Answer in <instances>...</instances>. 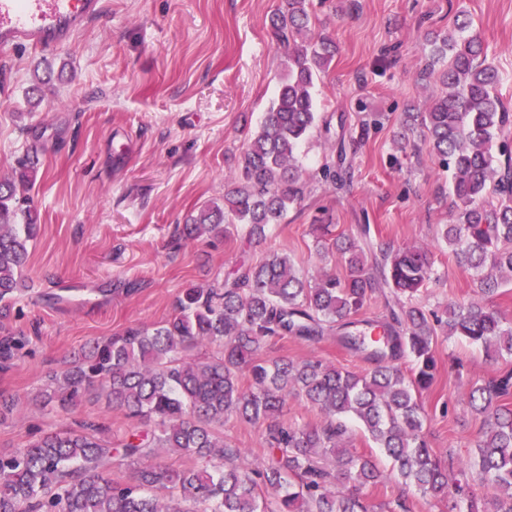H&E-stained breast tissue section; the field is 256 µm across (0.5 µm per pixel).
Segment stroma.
<instances>
[{
    "label": "stroma",
    "mask_w": 512,
    "mask_h": 512,
    "mask_svg": "<svg viewBox=\"0 0 512 512\" xmlns=\"http://www.w3.org/2000/svg\"><path fill=\"white\" fill-rule=\"evenodd\" d=\"M105 2L103 16L66 45L0 56V178L11 176L18 160L37 157L31 205L40 224L27 286L0 317V338L24 342L0 366V392L16 401L0 421V451L81 421L126 427L124 415L92 391L51 413L34 398L88 341L169 318L187 286L208 285L274 252L288 255L305 276L323 267L341 272L318 253L314 224L329 225L336 236L369 223L394 245L427 246L437 270L420 295L428 308L478 300L472 271L438 237L457 211L450 175L431 158L420 127L406 129L403 118L426 111L442 93V66L426 37L453 32L462 12L499 71L498 95L512 108V0H310L316 31L336 42L314 89L319 113L343 116L353 179L341 187L323 181L336 135L316 127L300 151L305 197L264 241L234 233L191 245L180 224L223 199L225 176L285 74L286 58L269 34L280 0ZM40 64L63 70L66 79L43 85L34 109L25 92ZM436 352L439 372L422 397L426 440L437 454L465 462L484 425L463 393L506 364L458 338H440ZM261 355L316 359L356 373L368 368L329 337L316 344L273 338ZM348 430L349 447L372 457L384 474L381 484L361 491L372 512L399 499L411 512H442L396 477L358 424ZM224 438L240 449V464H263L259 427L231 421Z\"/></svg>",
    "instance_id": "obj_1"
}]
</instances>
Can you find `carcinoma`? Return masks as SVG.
Masks as SVG:
<instances>
[{
  "label": "carcinoma",
  "mask_w": 512,
  "mask_h": 512,
  "mask_svg": "<svg viewBox=\"0 0 512 512\" xmlns=\"http://www.w3.org/2000/svg\"><path fill=\"white\" fill-rule=\"evenodd\" d=\"M308 5L282 0L271 16V36L288 70L227 179L224 204L188 216L180 228L185 241L227 237L240 225L249 240H260L301 204L299 149L318 120L313 89L336 54V43L312 30ZM469 29L463 20L456 23L461 37L427 39L434 61H447L441 73L447 92L429 111L408 113V120L424 129L461 203L441 237L490 297L502 280H512V145L499 139L512 113L496 93L499 72L486 62L482 38L464 35ZM499 156L504 163H496ZM322 174L334 183L351 179L342 147L336 170L325 166ZM35 179L36 163L28 160L0 179V302L26 287L23 268L38 233L29 197ZM491 192L499 204L488 209L484 198ZM321 252L336 256L346 275L323 269L309 278L288 256L273 254L240 264L209 288L183 289L169 319L130 327L82 350L43 388L40 407H73L83 391L96 389L131 427L104 438L108 427L83 421L0 452V512H367L360 491L377 485L381 471L347 447L350 419L392 461L402 482L448 503V512H512V371L467 389L466 404L487 429L466 462L428 448L421 403L438 371V331L503 359L512 357V324L481 301L450 303L443 318L426 312L417 298L435 275L429 249L376 241L368 224L322 244ZM377 292L390 294L396 307L384 318L361 317ZM331 333L370 364L368 371L259 357L272 337L317 342ZM206 345L217 353L192 354ZM402 359L410 363L406 371ZM297 398L321 419L304 425L285 420L288 401ZM231 420L262 429L268 450L262 468L236 464L240 449L224 441ZM170 454L204 466L158 462ZM115 461L137 467L136 476L112 477ZM474 475L493 490L482 505L463 484ZM451 482L456 498L450 501Z\"/></svg>",
  "instance_id": "cac0c4a2"
}]
</instances>
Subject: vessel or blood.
I'll return each mask as SVG.
<instances>
[{"label":"vessel or blood","instance_id":"b4317fda","mask_svg":"<svg viewBox=\"0 0 512 512\" xmlns=\"http://www.w3.org/2000/svg\"><path fill=\"white\" fill-rule=\"evenodd\" d=\"M104 10V0H0V52L54 50Z\"/></svg>","mask_w":512,"mask_h":512}]
</instances>
